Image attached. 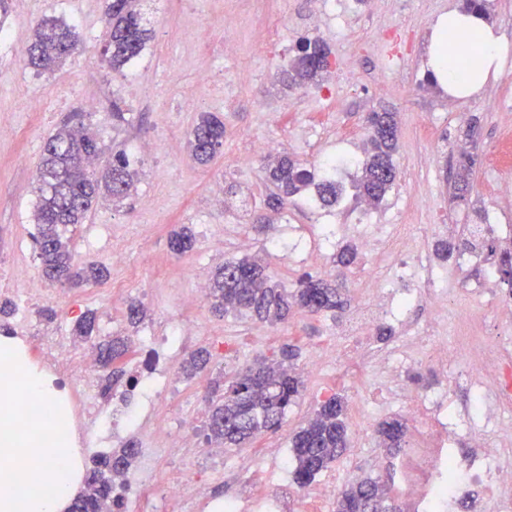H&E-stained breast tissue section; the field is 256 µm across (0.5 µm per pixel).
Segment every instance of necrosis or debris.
Masks as SVG:
<instances>
[{
  "instance_id": "1",
  "label": "necrosis or debris",
  "mask_w": 512,
  "mask_h": 512,
  "mask_svg": "<svg viewBox=\"0 0 512 512\" xmlns=\"http://www.w3.org/2000/svg\"><path fill=\"white\" fill-rule=\"evenodd\" d=\"M357 241L368 252H376L382 244L389 254L399 255L396 280L418 279L424 256L410 245L405 225L385 224L379 232L358 234ZM395 282L382 284L376 275H369V290L349 317L343 336L371 335L382 317L399 316L411 299L427 308L430 324L443 321L442 310L435 305L443 297L440 288L413 293L396 288ZM455 318L458 326L468 327L469 333L459 337L452 346L431 336L428 330L407 326L414 347L398 362L388 363L386 374L394 382L409 368L439 367L447 364L452 355L465 359L472 367L478 396L477 409L471 417L476 425L473 436L482 443L488 436H495L498 446L487 457L464 464L457 462L449 446L458 427L448 419L442 393L427 392L424 405L411 401L408 407L415 417L421 410H428L433 421L418 427L417 444L408 448L399 461V490L414 504L415 512H432L433 508L452 505L457 497L479 485L494 503L496 512H512V460L500 456L501 447L512 444V427L501 423L504 414L512 411V350L504 348L496 337L480 335L469 310H457ZM191 331L190 325L177 323L170 328L164 342H149L148 355L138 370L136 401L123 399L115 408L104 403L94 378V366L80 349L59 336L33 338L31 344L38 349L46 371L53 375L66 374L80 392L79 398L68 402V446L88 450L103 440L119 438L121 428L142 425L150 411L164 408L165 395L172 390L176 376L170 360ZM157 454V448H147L144 465L137 476L126 473L118 476L125 498L135 499L148 512H167L172 501L205 499L213 479L212 469L200 467L194 457L188 456L184 459V475L159 486L154 476Z\"/></svg>"
}]
</instances>
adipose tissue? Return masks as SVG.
I'll return each instance as SVG.
<instances>
[{
  "label": "adipose tissue",
  "instance_id": "ef3b65f1",
  "mask_svg": "<svg viewBox=\"0 0 512 512\" xmlns=\"http://www.w3.org/2000/svg\"><path fill=\"white\" fill-rule=\"evenodd\" d=\"M455 34L460 45L475 44L461 65H451L444 44L447 34ZM502 56L499 38L483 15L452 11L440 16L431 37L428 69L449 96L467 99L479 95L489 79L496 75Z\"/></svg>",
  "mask_w": 512,
  "mask_h": 512
}]
</instances>
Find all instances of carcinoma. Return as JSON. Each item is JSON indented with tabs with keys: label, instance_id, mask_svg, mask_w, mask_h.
Segmentation results:
<instances>
[{
	"label": "carcinoma",
	"instance_id": "carcinoma-1",
	"mask_svg": "<svg viewBox=\"0 0 512 512\" xmlns=\"http://www.w3.org/2000/svg\"><path fill=\"white\" fill-rule=\"evenodd\" d=\"M145 0H108L105 12L102 56L109 69L124 74L146 51L150 40L151 13L143 8ZM79 46L75 28L56 18H43L33 28L27 65L37 74L53 71ZM322 46L319 39L303 38L296 45V55L282 70L281 83L291 91L319 82L328 65L311 63L309 57ZM369 146L354 188L355 197L373 206L381 205L395 184L386 171L397 172L393 155L398 139V124L393 112H374L368 117ZM224 144V122L217 116H200L188 134L191 158L199 165H209ZM102 153L98 137L85 125V113L66 116L46 138L38 163L37 201L34 208L36 232L33 244L42 278L51 283L80 285L102 284L108 270L89 262L79 267L71 247L77 226L86 223L99 201L121 203L130 197L137 170L124 148L112 152V159L102 167L95 160ZM475 159L463 155L456 165L454 199H464L470 189ZM319 166H306L284 155L265 165L264 181L269 188L268 205L281 208L290 198L306 199L316 192L317 203L332 207L342 199L343 189L323 177ZM195 237L182 227L169 237V246L177 254L193 248ZM358 260L352 245L341 247L334 255L339 276L335 278L304 275L298 288L286 292L272 282L266 266L255 258H230L214 271L208 298L219 313L233 311L259 322L285 320L297 307L309 313L341 310L344 307V282L340 275ZM130 337H114L94 345L97 367L104 376L103 393L112 392L124 373L111 369L129 351ZM298 357L293 348L282 351L280 360L262 359L242 368L224 389V399L210 407L206 439L226 448H240L256 435L278 429L304 388L301 376L293 369ZM209 353L193 352L182 364L183 372L196 375L206 369ZM126 377V376H124ZM133 387V376L126 377ZM406 424L398 418L381 421L377 427L379 447L393 454L402 448ZM349 443L345 401L340 396L326 399L304 426L293 433L289 445L293 457V479L305 487L316 475L339 459ZM139 453L138 443L130 439L118 449L93 460L86 472L83 488L73 499L69 512H113L123 506V497L112 484V474L129 469ZM379 512H400L392 503L390 488L378 477L364 476L350 481L336 501V512H361L367 501Z\"/></svg>",
	"mask_w": 512,
	"mask_h": 512
}]
</instances>
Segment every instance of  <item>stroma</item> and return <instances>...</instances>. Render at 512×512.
Here are the masks:
<instances>
[{
  "mask_svg": "<svg viewBox=\"0 0 512 512\" xmlns=\"http://www.w3.org/2000/svg\"><path fill=\"white\" fill-rule=\"evenodd\" d=\"M463 5V0H375L371 8L355 12L348 0H158L147 51L120 75L110 72L101 57L106 0H9L8 12L0 18V27L12 33L10 43L0 46V306L8 305L10 313L0 314V324L15 326L22 336L68 338L75 321L91 309L98 316L99 336H122L130 330L126 311L134 299L144 307L145 317L135 331L137 342L121 363L124 371L141 363L142 337L165 335L169 321L179 318L193 327L180 357L207 348L214 370L228 381L254 360L278 357L287 345L298 348L301 371L315 350L336 346L319 377L305 379L280 429L262 434L247 447L225 449L209 494L194 512H215L216 501L238 496L243 486L267 478L287 480L291 512H304V490L292 483L290 470L281 462L291 453L293 432L335 394L346 401L350 449L324 471V478L335 480L340 488L357 473L395 482L390 466L370 463L371 457L383 454L375 433L378 422L405 415L404 400L389 388L381 365L395 351L411 348L412 341L401 323H393L392 336H375L368 363L355 369L347 358L364 347L361 339L337 337L347 309L363 297L359 284L365 273L372 269L379 278H390L393 268L387 258L359 254L357 264L345 272L347 308L333 315L297 310L285 322L270 326L231 312L216 314L206 300L185 302L198 278L210 277L228 258H261L273 280L288 289L313 270L309 263L276 253L272 243L288 235L312 236L318 213L301 202L268 209L264 159L248 157L251 141L278 139L280 152L313 165L333 153L363 151L369 113H396L397 178L385 203L371 209V223L411 225L413 247L434 268L445 269L449 296L459 297L492 333L512 329L511 289L498 282L487 294L466 295L465 286L481 280L482 270L455 256L444 263L434 255L438 240L464 237L469 225H512V198L496 194L499 182L512 181V157L502 151L504 140L512 139V0H488V18L504 53L496 77L480 95L453 99L432 83L427 71L437 19ZM228 14L240 20L235 30L224 28ZM43 17L74 25L80 47L57 71L39 76L26 68L24 51L35 22ZM271 22L284 26L283 42L266 40L265 26ZM303 37L327 44L330 65L318 84L289 94L282 89L280 73ZM219 67L231 89L198 84L199 70ZM188 92L202 100V108L184 106ZM28 94L50 98V111H28ZM116 97L133 114L131 125L118 131L112 128L111 115ZM90 100L97 101L98 109L89 122L104 143L133 147L144 139H165L173 149L163 156L139 153L132 195L118 206L100 202L73 236L77 262L109 266L110 280L65 287L49 303L27 306L15 291L41 275L31 238L37 193L34 178L16 159L26 153L38 160L62 116ZM491 101L499 104V111L488 109ZM204 111L224 121V145L206 168L198 166L187 149L189 128ZM464 150L476 165L467 199L458 202L452 198L446 168ZM217 186L228 190L230 200L239 205V223H227L223 207L214 204ZM358 209L350 200L330 210L326 223L334 234L321 253L323 264L332 265L339 245L356 244L353 224ZM259 214L270 219L268 235L258 234L252 225ZM181 224L189 225L196 242L192 251L177 256L168 247V237ZM116 248L124 251V264H113ZM207 382L204 376L182 377L155 426L179 435L186 415L207 407ZM442 387L447 390V409L461 425L454 443L457 457L480 455L482 449L467 427L475 396L465 361H449L444 371H422L420 391Z\"/></svg>",
  "mask_w": 512,
  "mask_h": 512,
  "instance_id": "obj_1",
  "label": "stroma"
}]
</instances>
